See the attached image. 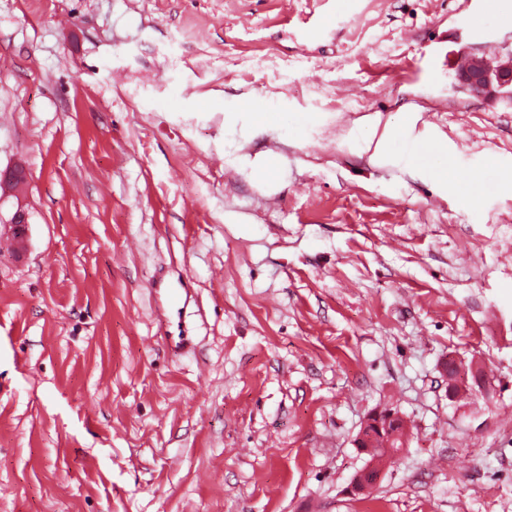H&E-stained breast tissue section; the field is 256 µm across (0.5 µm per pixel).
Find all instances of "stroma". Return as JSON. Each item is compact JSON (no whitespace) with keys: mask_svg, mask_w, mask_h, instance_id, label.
I'll use <instances>...</instances> for the list:
<instances>
[{"mask_svg":"<svg viewBox=\"0 0 512 512\" xmlns=\"http://www.w3.org/2000/svg\"><path fill=\"white\" fill-rule=\"evenodd\" d=\"M511 51L484 0H0V512H512V103L456 79ZM29 212L22 207H18L10 216L6 224H9L11 234L16 238L17 247L14 251L20 256L27 249V239L29 231ZM160 330L163 336H160L166 343L167 347L173 353H181L192 347L193 342L191 336L186 335V331L182 326H177V329H172V325L168 322L166 327L161 325ZM444 375L448 379V397L453 398V392L457 389H466L467 387H471L473 392L478 391L484 396H488L490 394L489 386L486 385L482 379L480 378L479 372L477 368H472L473 375V384H469L470 377L468 373H462V368L457 364V369L454 373L448 374V371L444 370ZM459 390V391H460ZM459 391L456 392L455 396L459 394ZM376 419V420H374ZM393 422L395 426L398 422L401 423V426L394 431H391L390 424ZM371 427L381 431L385 428L388 431H391L392 438L397 440L399 443L398 450L397 446L394 448V442L391 443L392 449H395L392 454H398L402 448H406L408 444L409 432L404 425L403 419L398 415L397 412H394L391 409L385 410H376L371 412L364 423V426L360 430L357 438L355 439V447L356 448H369L370 447V439H371Z\"/></svg>","mask_w":512,"mask_h":512,"instance_id":"35a3bbf8","label":"stroma"}]
</instances>
